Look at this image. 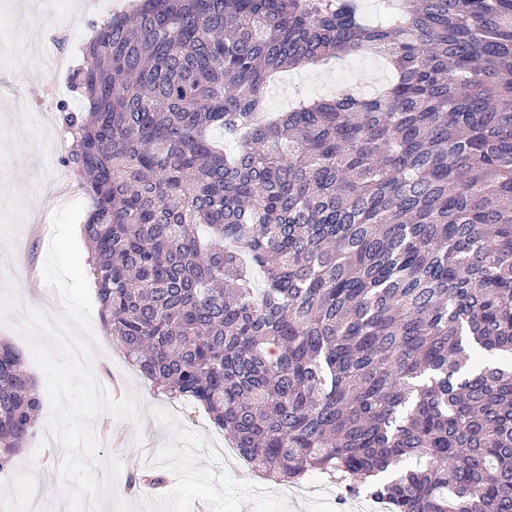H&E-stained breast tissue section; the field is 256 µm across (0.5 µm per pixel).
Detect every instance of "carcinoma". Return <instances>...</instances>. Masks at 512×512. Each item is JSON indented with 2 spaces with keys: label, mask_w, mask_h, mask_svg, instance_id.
<instances>
[{
  "label": "carcinoma",
  "mask_w": 512,
  "mask_h": 512,
  "mask_svg": "<svg viewBox=\"0 0 512 512\" xmlns=\"http://www.w3.org/2000/svg\"><path fill=\"white\" fill-rule=\"evenodd\" d=\"M380 2L139 0L104 20L67 116L101 316L265 476L512 512V0ZM349 55L393 80L267 118L272 76ZM42 405L0 343V469Z\"/></svg>",
  "instance_id": "carcinoma-1"
}]
</instances>
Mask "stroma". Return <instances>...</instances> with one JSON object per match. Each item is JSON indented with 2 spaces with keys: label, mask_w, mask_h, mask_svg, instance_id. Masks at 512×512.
Wrapping results in <instances>:
<instances>
[{
  "label": "stroma",
  "mask_w": 512,
  "mask_h": 512,
  "mask_svg": "<svg viewBox=\"0 0 512 512\" xmlns=\"http://www.w3.org/2000/svg\"><path fill=\"white\" fill-rule=\"evenodd\" d=\"M133 0H0V253L8 254L13 268L7 279L22 305L62 317L63 303L47 284L29 290V266H43L52 234V214L69 203L90 208V198L77 187L78 172L67 158L72 137L63 117L86 108L82 95L70 83V71L82 64V48L97 26L110 15L128 11ZM393 77L384 60L347 56L327 66L296 67L280 73L268 86V111H287L290 102L315 98L322 84L351 85L366 95ZM91 327L99 349L92 364L96 382L105 390L120 388L122 395L139 399L137 422L120 421L108 414L94 422L96 434H120V443L105 442L102 455L122 462L115 480L119 500L138 504L142 495L128 490V476L146 468L157 448L170 438L169 430L155 417L164 409L174 414L181 428L204 436L216 450L227 448L223 431L207 414L190 403L170 401L130 366L113 343L99 311L91 313ZM50 406H43L38 425L25 445L34 467L15 462L12 471L0 472V512H19L28 482L45 488L44 512H69L60 492V467L64 448L48 433ZM299 495L288 492L287 483L276 487L286 495L291 512H336L341 489L320 475L307 476ZM345 512H361L356 499L344 498Z\"/></svg>",
  "instance_id": "1"
}]
</instances>
